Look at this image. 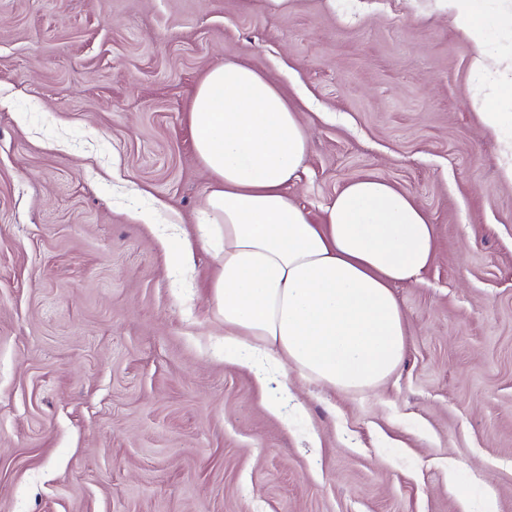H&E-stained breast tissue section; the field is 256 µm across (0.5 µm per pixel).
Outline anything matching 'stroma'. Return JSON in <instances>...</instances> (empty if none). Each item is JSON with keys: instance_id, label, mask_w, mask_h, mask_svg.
<instances>
[{"instance_id": "obj_1", "label": "stroma", "mask_w": 512, "mask_h": 512, "mask_svg": "<svg viewBox=\"0 0 512 512\" xmlns=\"http://www.w3.org/2000/svg\"><path fill=\"white\" fill-rule=\"evenodd\" d=\"M471 57L439 0H0V512H512V184ZM227 59L299 112L312 221L372 176L436 234L401 367L295 381L287 422L224 363L210 249L173 271Z\"/></svg>"}]
</instances>
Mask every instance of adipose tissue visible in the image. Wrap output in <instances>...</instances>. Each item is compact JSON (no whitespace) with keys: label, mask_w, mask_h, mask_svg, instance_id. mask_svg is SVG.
<instances>
[{"label":"adipose tissue","mask_w":512,"mask_h":512,"mask_svg":"<svg viewBox=\"0 0 512 512\" xmlns=\"http://www.w3.org/2000/svg\"><path fill=\"white\" fill-rule=\"evenodd\" d=\"M471 44L486 131L512 129V7L443 0ZM190 121L209 176L198 237L213 249L211 298L224 319V362L251 371L266 411L287 418L294 380L343 393L374 389L402 365L407 320L393 292L431 264L434 226L408 193L361 177L315 224L287 193L307 155L298 112L276 80L233 60L211 67Z\"/></svg>","instance_id":"1"}]
</instances>
